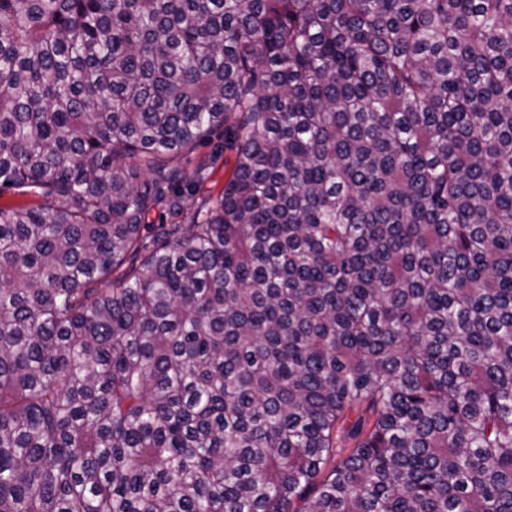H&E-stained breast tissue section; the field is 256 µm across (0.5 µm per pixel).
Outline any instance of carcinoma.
Wrapping results in <instances>:
<instances>
[{
    "mask_svg": "<svg viewBox=\"0 0 512 512\" xmlns=\"http://www.w3.org/2000/svg\"><path fill=\"white\" fill-rule=\"evenodd\" d=\"M9 189L0 512H512V0H0ZM226 160H230L227 171L230 170L232 161H233V152L228 150L224 153L219 154L215 168L211 174V176L199 187H194V185H190L189 188L192 189L193 193H208L211 191L212 193H217L224 186V162Z\"/></svg>",
    "mask_w": 512,
    "mask_h": 512,
    "instance_id": "obj_1",
    "label": "carcinoma"
}]
</instances>
